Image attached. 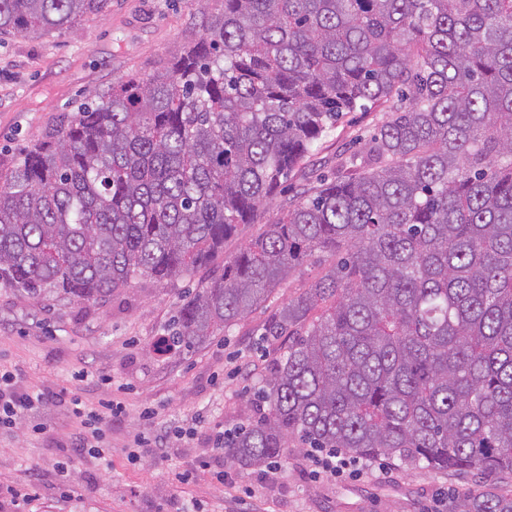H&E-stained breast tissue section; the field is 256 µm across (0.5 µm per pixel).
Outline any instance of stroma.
Returning <instances> with one entry per match:
<instances>
[{
	"mask_svg": "<svg viewBox=\"0 0 512 512\" xmlns=\"http://www.w3.org/2000/svg\"><path fill=\"white\" fill-rule=\"evenodd\" d=\"M224 0H111L109 9L67 31L0 38V152L34 144L88 93L130 73L145 74L178 53ZM385 109L355 112L337 126L291 180L293 191L316 184L338 161L367 149ZM280 203L240 225L224 251L192 275L156 282L143 277L106 303H36L0 285V374L20 393L45 400L0 430V512L13 495L28 496L25 512H451L455 499L484 483L473 473L439 472L378 458L357 470L354 455L337 474L318 472L306 452L289 448L278 478L234 465L217 443L220 432L253 417L249 399L287 351L290 337L261 329L278 308L322 277L326 255L315 254L229 332L192 350L160 353L186 292L221 274L226 257L277 219ZM102 376L80 382L83 372ZM121 417L103 431L101 454L72 446L73 402L91 410L108 399ZM152 411V425L141 419ZM183 431L167 458L132 459L142 433ZM191 470L183 485L173 473ZM227 473L223 484L218 473Z\"/></svg>",
	"mask_w": 512,
	"mask_h": 512,
	"instance_id": "obj_1",
	"label": "stroma"
}]
</instances>
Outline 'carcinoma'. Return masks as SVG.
<instances>
[{
  "instance_id": "1",
  "label": "carcinoma",
  "mask_w": 512,
  "mask_h": 512,
  "mask_svg": "<svg viewBox=\"0 0 512 512\" xmlns=\"http://www.w3.org/2000/svg\"><path fill=\"white\" fill-rule=\"evenodd\" d=\"M111 0H0V35L60 33ZM368 149L224 259L157 350L246 318L315 252L326 273L269 318L292 336L224 437L476 472L452 512H512V0H224L180 55L89 93L0 159V284L107 302L224 250L351 112Z\"/></svg>"
}]
</instances>
